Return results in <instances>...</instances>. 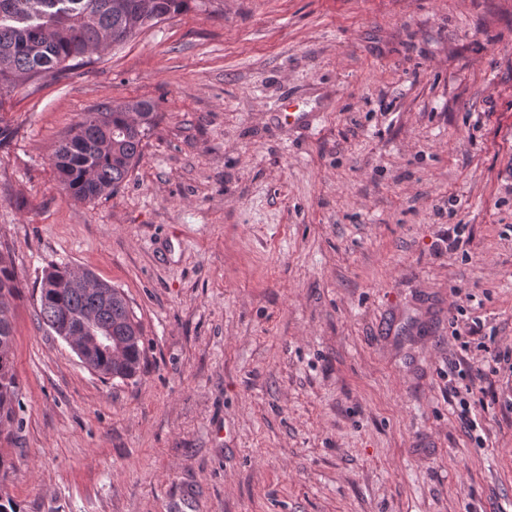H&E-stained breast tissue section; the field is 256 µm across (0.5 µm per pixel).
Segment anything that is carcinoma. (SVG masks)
<instances>
[{
  "instance_id": "cac0c4a2",
  "label": "carcinoma",
  "mask_w": 512,
  "mask_h": 512,
  "mask_svg": "<svg viewBox=\"0 0 512 512\" xmlns=\"http://www.w3.org/2000/svg\"><path fill=\"white\" fill-rule=\"evenodd\" d=\"M191 0H0V89L43 75H62L74 61L108 40L124 43L141 29L170 20L190 8ZM154 105L132 100L114 107L97 106L63 136L54 167L75 198L92 201L114 191L135 169L142 142L154 125ZM73 269L55 265L40 281L39 319L56 336L87 331L112 336V350L87 349L89 370L107 379L128 380L140 369L142 327L124 293L112 299L94 288H60ZM19 293L10 257L0 252V305ZM10 317L0 309V433L15 420L19 383L11 349Z\"/></svg>"
}]
</instances>
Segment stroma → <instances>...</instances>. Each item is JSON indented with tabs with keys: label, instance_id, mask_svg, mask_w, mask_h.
Segmentation results:
<instances>
[{
	"label": "stroma",
	"instance_id": "obj_1",
	"mask_svg": "<svg viewBox=\"0 0 512 512\" xmlns=\"http://www.w3.org/2000/svg\"><path fill=\"white\" fill-rule=\"evenodd\" d=\"M131 100L139 165L72 197L60 139ZM0 251L20 512H512V0H191L2 89ZM61 262L129 299L137 378L40 321ZM464 389V392L461 391ZM462 393L465 395H473V385L465 384L464 386H457L456 383H453L452 378L448 379V396L451 398H459L458 405L460 408L459 419L467 426L473 428L474 420L471 419L470 414H472L471 404L465 398L462 397Z\"/></svg>",
	"mask_w": 512,
	"mask_h": 512
}]
</instances>
